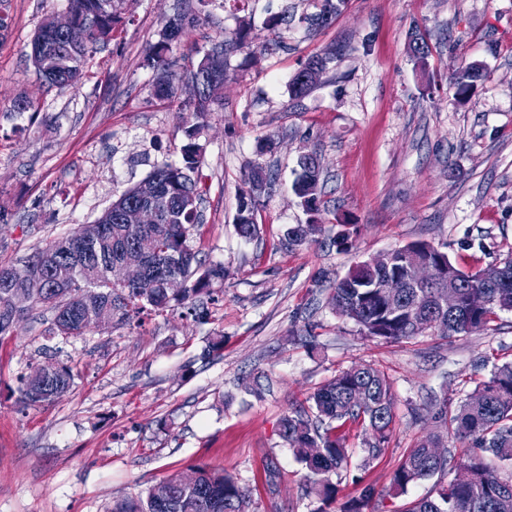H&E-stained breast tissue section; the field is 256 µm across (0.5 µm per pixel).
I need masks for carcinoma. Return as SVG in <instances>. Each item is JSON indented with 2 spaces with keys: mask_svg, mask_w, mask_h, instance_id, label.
<instances>
[{
  "mask_svg": "<svg viewBox=\"0 0 512 512\" xmlns=\"http://www.w3.org/2000/svg\"><path fill=\"white\" fill-rule=\"evenodd\" d=\"M342 0H322L311 25L329 24ZM123 0H68L67 11L78 21L89 25L85 43L68 48L62 38L41 25L31 47V60L36 73L51 86L75 85L80 80L87 60L96 46L112 40L123 23ZM187 17L168 19L162 40L149 47L147 60L155 71V90L162 99H172L183 86L193 84L209 71L205 90L191 94L193 110L185 120V143L178 164H163L137 185L126 191L98 218L102 234L96 243L97 258L92 266L81 263L84 227L54 240L44 252L49 265H44L40 252L26 258L25 264L39 269L48 288L31 307H42L52 313L47 339L81 336L91 329L108 330L129 319L130 309L147 306L156 310L182 307L186 314L200 318L203 299L215 300L222 292L224 266L205 265L188 245L191 228L201 222L200 196L189 173L201 162L196 136L214 107L224 101V60L236 42L222 41L205 55L207 69L194 67L184 72L174 69L166 56L170 41L178 38ZM332 55L309 60L289 84L290 98L299 100L317 86ZM487 78L485 65L476 63L458 70L452 78L456 97L465 99ZM301 172L292 190L308 212L317 210L322 192L317 157L305 154L299 159ZM262 170L249 177L250 197L241 201L234 230L244 239L258 232L254 221L251 195L266 184ZM146 203L159 214L155 224L131 229L119 220L122 206ZM319 230L317 224H297L287 231L288 243L300 244ZM139 250L144 267V280L138 288H127L112 282L107 266L123 257L126 249ZM418 254L436 266L448 265L446 274L434 288L404 289V303L395 309L380 299L373 282L389 275L406 283L410 259L392 249L369 260L361 261L331 288L328 304L340 315L354 321L366 336L386 342H401L432 332L446 339L466 336L486 327L498 311H512V257L486 269L464 272L447 254L426 242L412 243ZM24 270L0 267V337L9 335L14 322L10 294ZM178 274L188 281L181 294L164 288L167 276ZM453 284L461 298L454 312L440 307L435 292ZM485 299L481 308L466 303L471 293ZM74 382L70 366L56 362L52 371L20 377V400L27 406H42L66 394ZM309 406L284 416L280 435L292 448L295 457L312 474L305 495L315 497L321 506L314 512H325L324 506L336 497L331 473L346 471L351 455L342 428L363 424L371 431L366 440L369 456L382 452L394 422L393 397L387 377L370 365H361L339 373L308 397ZM434 419L474 448L469 460L448 470L454 459L451 449L435 454L441 439L432 435L411 449L396 468L392 488L404 493L418 482L439 476L435 493L413 500L405 512H512V363L497 367L490 378L475 388L451 410L443 404ZM448 482H442V479ZM375 488L365 485L357 490L341 512H372ZM112 512H250V500L237 481L224 472L202 467L187 474L175 470L145 493L117 501Z\"/></svg>",
  "mask_w": 512,
  "mask_h": 512,
  "instance_id": "obj_1",
  "label": "carcinoma"
}]
</instances>
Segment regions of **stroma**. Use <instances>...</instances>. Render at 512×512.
Returning <instances> with one entry per match:
<instances>
[{"label": "stroma", "mask_w": 512, "mask_h": 512, "mask_svg": "<svg viewBox=\"0 0 512 512\" xmlns=\"http://www.w3.org/2000/svg\"><path fill=\"white\" fill-rule=\"evenodd\" d=\"M321 0H125L124 23L90 56L74 86L45 85L30 42L66 0H7L0 34V266H16L57 237L95 222L156 166L181 159L188 95L154 94L144 63L169 17H195L168 56L196 66L205 51L246 35L226 59L224 105L197 136L192 175L202 222L189 246L224 266V294L199 321L179 311L141 316L109 331L60 342L74 384L50 404L23 407L18 379L48 362L51 314L37 308L0 339V512H111L173 470L233 474L251 512H315L309 472L279 434L282 417L341 371L369 364L388 377L394 425L381 456L367 457L351 427L350 473L333 476L340 512L354 478L376 490L374 512H404L434 480L395 493L393 474L421 439L441 434L465 459L467 443L442 433L433 414L456 405L512 361V312L484 330L446 341L364 336L327 303L356 262L424 241L475 272L512 254V0H347L324 27L305 19ZM427 46L418 60L411 43ZM336 58L307 96L289 83L311 57ZM487 79L457 100L462 66ZM27 98L32 110L13 104ZM316 153L320 209L307 214L292 191L297 159ZM274 180L255 204L259 233L233 228L254 165ZM316 220V241L285 233ZM355 225L350 250L333 240ZM223 334L224 348L207 352ZM277 469L276 489L265 484Z\"/></svg>", "instance_id": "35a3bbf8"}]
</instances>
